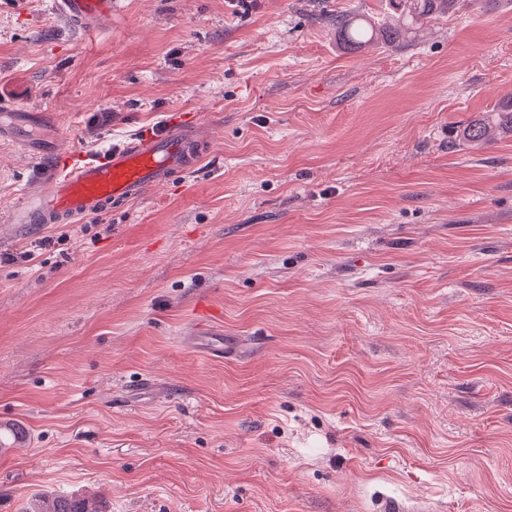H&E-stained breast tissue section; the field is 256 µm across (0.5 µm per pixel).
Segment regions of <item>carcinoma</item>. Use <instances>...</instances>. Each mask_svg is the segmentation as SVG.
Wrapping results in <instances>:
<instances>
[{"label":"carcinoma","instance_id":"carcinoma-1","mask_svg":"<svg viewBox=\"0 0 512 512\" xmlns=\"http://www.w3.org/2000/svg\"><path fill=\"white\" fill-rule=\"evenodd\" d=\"M466 0H386L395 18L376 24L350 14L336 16V31L349 51L379 44L395 45L405 40L411 24L419 19H433L455 13ZM512 136V101L495 105L485 117L468 123L460 137L468 142L489 144L499 136ZM23 512H101L84 499L42 494L28 501Z\"/></svg>","mask_w":512,"mask_h":512}]
</instances>
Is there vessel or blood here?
Returning a JSON list of instances; mask_svg holds the SVG:
<instances>
[{
	"instance_id": "vessel-or-blood-1",
	"label": "vessel or blood",
	"mask_w": 512,
	"mask_h": 512,
	"mask_svg": "<svg viewBox=\"0 0 512 512\" xmlns=\"http://www.w3.org/2000/svg\"><path fill=\"white\" fill-rule=\"evenodd\" d=\"M115 0H52L55 15L79 24L86 33L99 31L111 18ZM200 117L189 115L159 133L138 134L104 151H59L52 173L32 192L21 191L8 215L11 224H76L133 202L160 184L192 173L204 155ZM25 432L12 419L0 420V446L22 448Z\"/></svg>"
}]
</instances>
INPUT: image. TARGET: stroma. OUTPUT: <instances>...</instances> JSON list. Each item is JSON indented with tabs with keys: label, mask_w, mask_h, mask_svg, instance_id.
I'll use <instances>...</instances> for the list:
<instances>
[{
	"label": "stroma",
	"mask_w": 512,
	"mask_h": 512,
	"mask_svg": "<svg viewBox=\"0 0 512 512\" xmlns=\"http://www.w3.org/2000/svg\"><path fill=\"white\" fill-rule=\"evenodd\" d=\"M378 0H0V213L201 115L206 160L78 224L0 222V512H512V7L344 51ZM115 0H53L55 15L68 22L78 23L85 33L99 31L105 19L112 18ZM512 136V99L495 105L485 117L468 123L460 137L468 142L489 144L498 136ZM27 437L25 432L19 427L14 419L0 420V447L1 450L7 448H25ZM21 512H102L85 499L42 494L28 501Z\"/></svg>",
	"instance_id": "35a3bbf8"
}]
</instances>
